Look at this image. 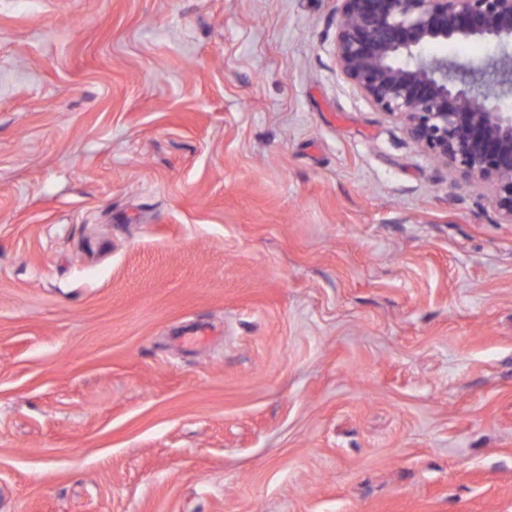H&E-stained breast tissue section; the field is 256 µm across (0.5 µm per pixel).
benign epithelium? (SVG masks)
Segmentation results:
<instances>
[{
	"mask_svg": "<svg viewBox=\"0 0 512 512\" xmlns=\"http://www.w3.org/2000/svg\"><path fill=\"white\" fill-rule=\"evenodd\" d=\"M334 54L350 87L400 120L454 182L482 186L512 223V0H339ZM497 46L495 72L425 55L436 42Z\"/></svg>",
	"mask_w": 512,
	"mask_h": 512,
	"instance_id": "1",
	"label": "benign epithelium"
}]
</instances>
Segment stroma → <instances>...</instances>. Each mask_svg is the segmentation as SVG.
<instances>
[{
  "instance_id": "obj_1",
  "label": "stroma",
  "mask_w": 512,
  "mask_h": 512,
  "mask_svg": "<svg viewBox=\"0 0 512 512\" xmlns=\"http://www.w3.org/2000/svg\"><path fill=\"white\" fill-rule=\"evenodd\" d=\"M338 7L0 0V512H512V224Z\"/></svg>"
}]
</instances>
